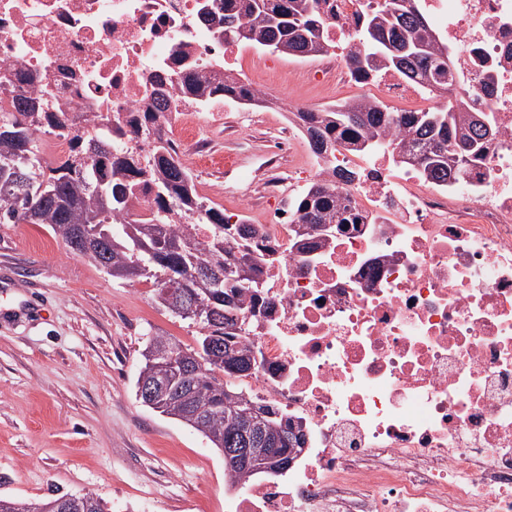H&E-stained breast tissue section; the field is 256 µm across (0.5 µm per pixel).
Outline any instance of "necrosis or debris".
Instances as JSON below:
<instances>
[{"label":"necrosis or debris","mask_w":512,"mask_h":512,"mask_svg":"<svg viewBox=\"0 0 512 512\" xmlns=\"http://www.w3.org/2000/svg\"><path fill=\"white\" fill-rule=\"evenodd\" d=\"M212 0H0V70L29 92L49 87L75 125L101 128L146 111L208 156L186 73L223 75L248 53L206 21ZM367 0H322L335 56L313 78L332 85ZM454 49L452 86L495 136L457 183L433 184L390 153L344 150L362 170L341 187L354 224H329L301 251L294 227L266 231V310L244 343L249 393L305 427L287 474L247 483L234 512H512V0H419ZM380 97L429 109L425 89L394 73ZM298 141L288 126L255 174L284 199L279 171Z\"/></svg>","instance_id":"necrosis-or-debris-1"}]
</instances>
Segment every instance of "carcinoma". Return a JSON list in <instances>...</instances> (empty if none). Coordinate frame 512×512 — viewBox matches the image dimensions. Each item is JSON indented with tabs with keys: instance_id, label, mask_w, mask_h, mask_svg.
Here are the masks:
<instances>
[{
	"instance_id": "1",
	"label": "carcinoma",
	"mask_w": 512,
	"mask_h": 512,
	"mask_svg": "<svg viewBox=\"0 0 512 512\" xmlns=\"http://www.w3.org/2000/svg\"><path fill=\"white\" fill-rule=\"evenodd\" d=\"M321 0H224V38L258 49H272L293 60H308L329 51L324 35ZM356 38L360 48L347 64L367 81L393 71L440 90L448 89V50L419 10L416 0H376L368 7ZM186 93L209 102L212 97L236 99L247 106L265 103L234 73L224 79L187 75ZM168 101L155 97L151 111L133 120L131 133L150 146L144 161L112 147L126 135L121 123L96 135L92 126L71 129L58 111L52 92L20 93L10 73L0 71V224H44L60 238L66 252L86 259L118 280L145 279L156 285L154 300L171 314L199 325L197 347L173 336H153L142 350L138 377L156 379L165 389L152 409L200 432L220 453L242 433L258 447L282 454L301 448L304 435L278 409L243 400L236 380L256 369L253 352L241 340L246 332L243 306L251 311L262 300L264 267L272 252L259 226L239 216L224 215L220 205L196 194L192 173L171 154L155 125ZM297 125L318 157L340 148L371 153L392 148L400 162L418 169L423 180L446 183L466 173L471 158L482 154L489 132L485 114L469 109L460 94L428 111L392 110L376 99L358 97L317 111L297 113ZM44 125L70 137V151L53 167L43 163L35 127ZM394 126L407 138L394 143L383 134ZM334 183L311 182L292 202L291 223L300 242L321 224H347V199L336 185L358 180L355 171L334 168ZM144 183L154 191L155 214L148 222H112L124 210L132 190ZM209 224L205 242L190 232ZM167 350L197 369L194 377L169 375L160 359L147 352ZM231 485H244L256 473L224 466ZM60 497L19 501L0 496V512H53Z\"/></svg>"
}]
</instances>
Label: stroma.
Returning <instances> with one entry per match:
<instances>
[{"instance_id": "obj_1", "label": "stroma", "mask_w": 512, "mask_h": 512, "mask_svg": "<svg viewBox=\"0 0 512 512\" xmlns=\"http://www.w3.org/2000/svg\"><path fill=\"white\" fill-rule=\"evenodd\" d=\"M267 106L225 113L205 128L216 164H182L219 187L226 215L269 223L277 205L254 195L243 206L247 169L264 161L266 139L289 99L299 109L372 92L338 80L326 87L285 56ZM248 148L247 168L220 159ZM152 282L122 281L66 253L41 224H0V494L27 501L87 491L110 512H225L224 459L201 434L135 395L141 350L152 336L196 347L199 327L153 301Z\"/></svg>"}]
</instances>
